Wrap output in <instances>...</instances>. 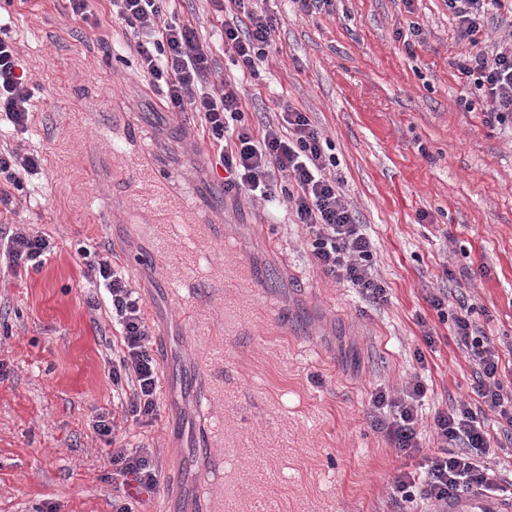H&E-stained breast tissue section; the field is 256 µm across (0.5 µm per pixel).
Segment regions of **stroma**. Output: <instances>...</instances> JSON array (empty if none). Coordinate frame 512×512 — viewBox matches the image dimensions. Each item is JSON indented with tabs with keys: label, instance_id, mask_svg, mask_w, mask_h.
Instances as JSON below:
<instances>
[{
	"label": "stroma",
	"instance_id": "obj_1",
	"mask_svg": "<svg viewBox=\"0 0 512 512\" xmlns=\"http://www.w3.org/2000/svg\"><path fill=\"white\" fill-rule=\"evenodd\" d=\"M270 8L267 57L244 77L211 0L167 5L211 47L252 126L290 106L329 139L386 301L318 271L285 207L271 216L225 198L199 117L164 110L106 0H92L85 21L65 0H0L11 19L0 38L17 44L34 95L23 145L43 159L0 208V228L24 224L55 244L37 271L0 261V512H115L120 497L160 512L173 468L182 481L171 512H412L393 485L424 457L401 456L375 429L371 392L396 395L422 377L428 421L474 401L473 365L430 295L444 293L452 311L467 297L490 342L512 344V128L487 121L456 70L446 0ZM84 246L124 268L153 333L169 338L155 418L119 433L152 450L162 474L152 488L113 483L111 446L93 430L99 414L121 415L122 398L112 313L84 277ZM191 367L207 379L204 415L180 381ZM205 439L223 470L200 455Z\"/></svg>",
	"mask_w": 512,
	"mask_h": 512
}]
</instances>
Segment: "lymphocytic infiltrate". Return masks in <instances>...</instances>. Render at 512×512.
Returning <instances> with one entry per match:
<instances>
[{"mask_svg":"<svg viewBox=\"0 0 512 512\" xmlns=\"http://www.w3.org/2000/svg\"><path fill=\"white\" fill-rule=\"evenodd\" d=\"M109 2L113 16L131 33L143 70L162 95L163 107L199 115L202 134L226 172L225 197L270 202L285 196L296 223L310 235L316 268L369 299H384L386 287L375 271L373 242L341 188L335 155L326 153L322 132L305 113L288 108L279 120L252 129L233 86L217 81L209 45L191 24L167 16V0ZM267 2L224 0V50L242 72L252 75L264 61L276 28ZM500 3L448 0L457 37L466 46L455 67L472 78L487 104L488 121L502 126L512 124V19H499L506 32L504 42L489 51L481 47L488 15ZM18 66L16 47L0 38V121L23 134L32 124L34 104ZM41 168L39 155L0 145V204L10 205L13 191L23 188V175L38 174ZM53 250L49 234L18 227L7 239L6 256L11 269L36 270ZM86 276L104 286L119 331L112 348V385L131 391L123 414L150 424L157 412L159 363L139 293L107 258L89 262ZM428 303L440 320H451L458 345L473 362L472 391L481 406L476 409L462 401L450 410L435 412L438 448L426 456L421 471L400 473L394 491L401 501L422 503L428 512H448L450 498L475 492L488 496L504 488L503 477L491 473L486 462L492 437L480 417L483 410L495 411L504 429L512 430V365L504 363L498 349L471 322L468 302H460L458 311L451 314L441 296H430ZM425 393V385L418 381L399 397L380 389L371 394L369 405L380 430L393 448L408 457L420 449L419 407ZM111 463L113 475L135 476L148 487L159 482L150 449L116 446Z\"/></svg>","mask_w":512,"mask_h":512,"instance_id":"lymphocytic-infiltrate-1","label":"lymphocytic infiltrate"}]
</instances>
